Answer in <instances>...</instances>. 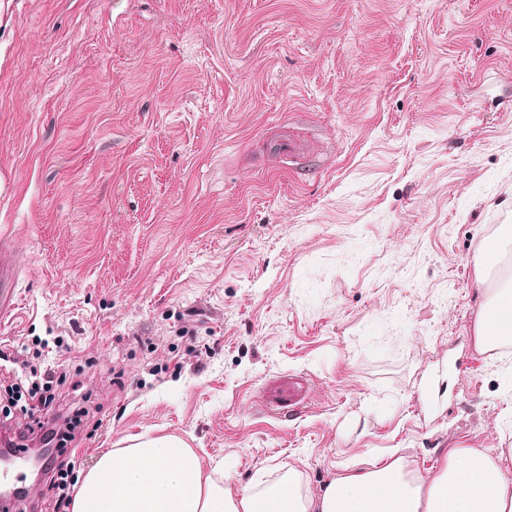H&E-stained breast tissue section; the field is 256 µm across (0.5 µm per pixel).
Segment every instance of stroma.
Returning <instances> with one entry per match:
<instances>
[{"label": "stroma", "instance_id": "1", "mask_svg": "<svg viewBox=\"0 0 512 512\" xmlns=\"http://www.w3.org/2000/svg\"><path fill=\"white\" fill-rule=\"evenodd\" d=\"M511 231L512 0H0V433L56 362L75 477L168 436L305 496L512 448L475 331Z\"/></svg>", "mask_w": 512, "mask_h": 512}]
</instances>
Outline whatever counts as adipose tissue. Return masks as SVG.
<instances>
[{
    "label": "adipose tissue",
    "mask_w": 512,
    "mask_h": 512,
    "mask_svg": "<svg viewBox=\"0 0 512 512\" xmlns=\"http://www.w3.org/2000/svg\"><path fill=\"white\" fill-rule=\"evenodd\" d=\"M482 343H512V289L500 291L477 318ZM507 453L449 449L431 483L407 479L400 460L342 475L314 496L296 481L265 493L233 491L206 475L192 449L162 438L103 454L88 471L73 512H512Z\"/></svg>",
    "instance_id": "1"
}]
</instances>
